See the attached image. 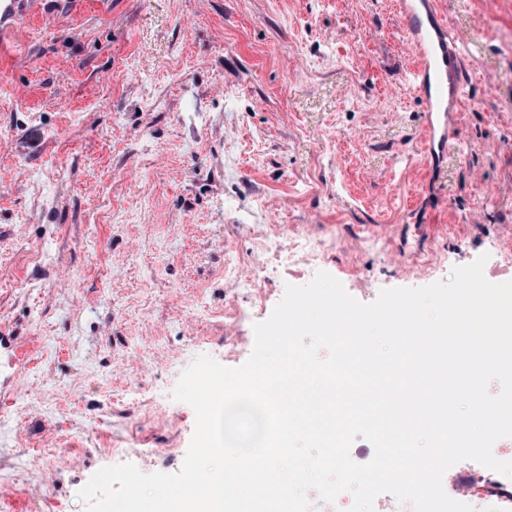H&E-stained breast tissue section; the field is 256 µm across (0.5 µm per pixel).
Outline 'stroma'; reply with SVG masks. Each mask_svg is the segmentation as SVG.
<instances>
[{"label": "stroma", "mask_w": 512, "mask_h": 512, "mask_svg": "<svg viewBox=\"0 0 512 512\" xmlns=\"http://www.w3.org/2000/svg\"><path fill=\"white\" fill-rule=\"evenodd\" d=\"M440 9L470 83L433 171L395 0H47L23 27L0 57V512H87L101 468L181 469L177 382L254 347L224 325L225 269L258 226L327 240L363 304L512 246V0Z\"/></svg>", "instance_id": "1"}]
</instances>
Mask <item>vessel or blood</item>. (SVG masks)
<instances>
[{"label": "vessel or blood", "instance_id": "b4317fda", "mask_svg": "<svg viewBox=\"0 0 512 512\" xmlns=\"http://www.w3.org/2000/svg\"><path fill=\"white\" fill-rule=\"evenodd\" d=\"M42 0H0V49L15 42L21 24L37 16ZM399 17L413 57L406 74L425 107L422 152L439 164L460 119L468 86L462 52L442 15L439 0H400Z\"/></svg>", "mask_w": 512, "mask_h": 512}]
</instances>
